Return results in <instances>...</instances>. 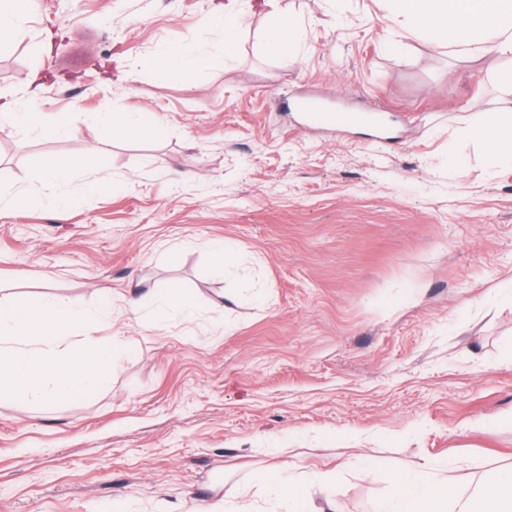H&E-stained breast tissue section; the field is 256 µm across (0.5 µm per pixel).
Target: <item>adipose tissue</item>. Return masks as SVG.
I'll use <instances>...</instances> for the list:
<instances>
[{
    "label": "adipose tissue",
    "mask_w": 512,
    "mask_h": 512,
    "mask_svg": "<svg viewBox=\"0 0 512 512\" xmlns=\"http://www.w3.org/2000/svg\"><path fill=\"white\" fill-rule=\"evenodd\" d=\"M385 17L405 37H426L458 58L487 51L512 62V0H383ZM506 95L495 122L475 109L470 135L486 146L490 161L512 162V65L497 74ZM89 120L102 137L118 130H144L161 138L163 126L142 113L114 118L111 113L91 114ZM34 127L49 137L65 135L68 121L56 116L43 122L41 112L0 106V129ZM379 512H512V466L487 481L474 480L455 471L437 473L430 466L421 472L396 477L392 499Z\"/></svg>",
    "instance_id": "ef3b65f1"
}]
</instances>
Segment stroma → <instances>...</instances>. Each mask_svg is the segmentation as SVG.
<instances>
[{
    "label": "stroma",
    "instance_id": "35a3bbf8",
    "mask_svg": "<svg viewBox=\"0 0 512 512\" xmlns=\"http://www.w3.org/2000/svg\"><path fill=\"white\" fill-rule=\"evenodd\" d=\"M218 2L34 0L0 51V103L69 124L0 133V191L34 198L0 209V301L111 296L97 337L118 355L83 401L0 399V512H277L265 474L330 470L337 512H378L422 464L512 462V167L461 134L507 60L399 36L382 0H282L287 59L240 0L229 54ZM160 49L199 64L157 80ZM303 95L380 108L390 137L302 127L284 102ZM90 112L168 134L104 141ZM93 147L107 168L44 179ZM217 239L236 269H216ZM134 280L193 294L197 318L151 301L137 323ZM298 41L297 25L280 20L266 33L264 48L272 56L287 59L294 53Z\"/></svg>",
    "mask_w": 512,
    "mask_h": 512
}]
</instances>
